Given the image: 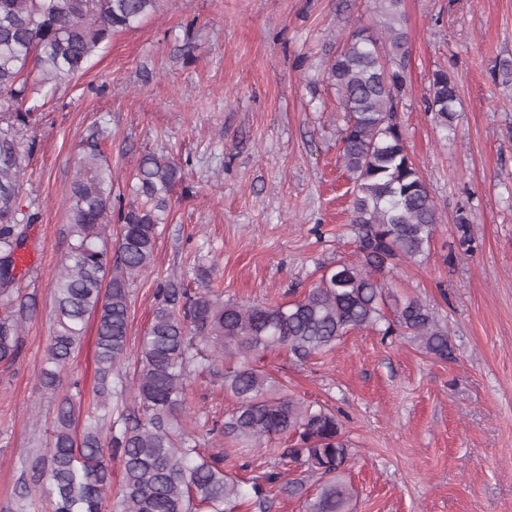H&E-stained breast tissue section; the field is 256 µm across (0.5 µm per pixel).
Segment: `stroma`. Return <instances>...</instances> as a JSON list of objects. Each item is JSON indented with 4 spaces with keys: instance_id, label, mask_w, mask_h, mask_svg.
Returning <instances> with one entry per match:
<instances>
[{
    "instance_id": "obj_1",
    "label": "stroma",
    "mask_w": 512,
    "mask_h": 512,
    "mask_svg": "<svg viewBox=\"0 0 512 512\" xmlns=\"http://www.w3.org/2000/svg\"><path fill=\"white\" fill-rule=\"evenodd\" d=\"M399 12L409 41L396 117L442 222L424 257L381 276L447 326L452 353L441 360L411 337L365 328L313 360L273 350L258 366L287 380L290 394L336 411L351 443L344 475L358 491L350 512H512V0H401ZM382 19V0H162L49 89L23 130L32 149L19 215L33 222L16 253L17 281L0 296V308L28 313L15 362L0 364V512L22 502L51 512L39 488L24 485L31 463L63 397L80 394L85 410L97 401L93 318L56 391L40 383L56 329L51 280L69 250L67 200L90 130L109 131L99 147L113 202H131L147 154L184 171L132 288L127 388L112 401L113 413H129L159 287L274 304L355 261L345 114L323 71L342 38ZM440 70L458 89L451 132L426 110ZM233 407L220 380L191 377V421H220ZM222 443L231 474L281 472L267 512H305L287 491L297 464Z\"/></svg>"
}]
</instances>
